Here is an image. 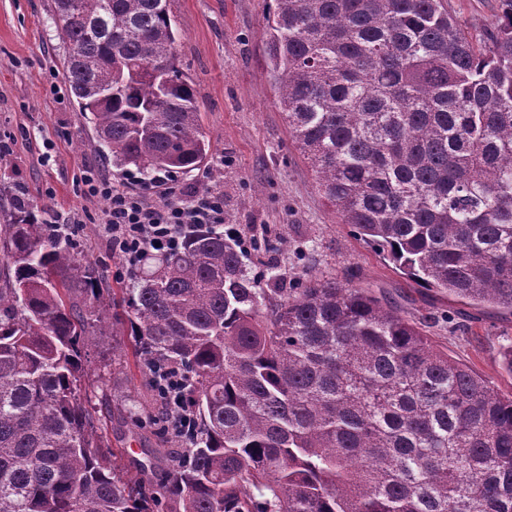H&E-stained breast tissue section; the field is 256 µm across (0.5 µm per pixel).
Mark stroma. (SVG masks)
Instances as JSON below:
<instances>
[{
  "mask_svg": "<svg viewBox=\"0 0 512 512\" xmlns=\"http://www.w3.org/2000/svg\"><path fill=\"white\" fill-rule=\"evenodd\" d=\"M471 33L493 26L497 0H445ZM274 0H169L179 32L177 65L192 83L200 124L211 144L207 163L177 174L173 186L218 188L224 216L241 234L253 269L273 267L284 283L309 270L352 278L383 303L421 324L433 345L512 395V374L501 354L512 345V313L449 299L422 288L340 223L318 192L310 165L288 138L278 90L266 58L265 17ZM54 0H0V141L11 152L0 160V224L11 221L16 199L66 223L74 249L92 261L104 298L122 299L138 273L125 272L120 256L101 237L103 200L85 196L86 167L114 179L122 174L98 150L91 123L67 85L63 47L53 24ZM76 224H67L70 216ZM81 361L102 429L129 477L161 492L166 465L140 472L150 448L176 441L156 420L159 402L145 379L127 320L113 335L88 340Z\"/></svg>",
  "mask_w": 512,
  "mask_h": 512,
  "instance_id": "35a3bbf8",
  "label": "stroma"
}]
</instances>
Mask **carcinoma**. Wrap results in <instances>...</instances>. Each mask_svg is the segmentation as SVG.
<instances>
[{
    "label": "carcinoma",
    "mask_w": 512,
    "mask_h": 512,
    "mask_svg": "<svg viewBox=\"0 0 512 512\" xmlns=\"http://www.w3.org/2000/svg\"><path fill=\"white\" fill-rule=\"evenodd\" d=\"M288 136L354 236L424 288L512 311V0L479 36L444 0H275ZM63 69L112 166L160 181L210 142L167 0H55ZM95 266L24 208L0 225V512H153L103 450L80 345ZM150 385L196 433L156 448L167 512H512V397L368 289L265 288L208 225L125 289Z\"/></svg>",
    "instance_id": "carcinoma-1"
}]
</instances>
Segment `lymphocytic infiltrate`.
<instances>
[{"instance_id": "lymphocytic-infiltrate-1", "label": "lymphocytic infiltrate", "mask_w": 512, "mask_h": 512, "mask_svg": "<svg viewBox=\"0 0 512 512\" xmlns=\"http://www.w3.org/2000/svg\"><path fill=\"white\" fill-rule=\"evenodd\" d=\"M82 182L86 195L105 201L101 235L130 272L148 255L178 250L186 229L224 222L219 191L136 192L95 168L85 171Z\"/></svg>"}]
</instances>
